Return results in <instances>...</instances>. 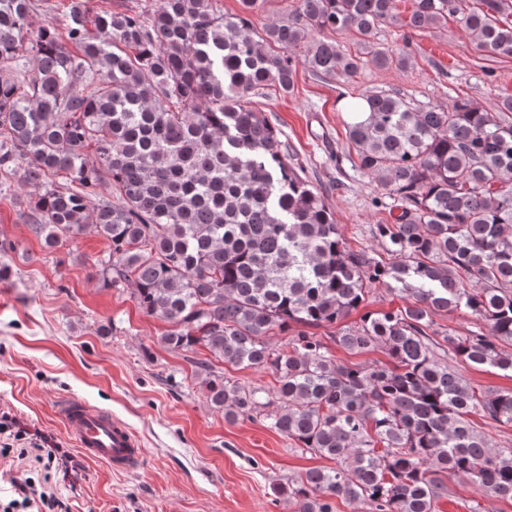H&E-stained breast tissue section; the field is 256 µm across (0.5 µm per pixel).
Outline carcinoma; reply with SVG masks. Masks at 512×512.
<instances>
[{"mask_svg":"<svg viewBox=\"0 0 512 512\" xmlns=\"http://www.w3.org/2000/svg\"><path fill=\"white\" fill-rule=\"evenodd\" d=\"M33 2L0 0V181L38 189L27 221L47 249L89 226L107 241L100 281L167 321V347L213 355L191 363L225 421L262 416L334 462L274 494L296 512H335L336 497L436 512L451 474L512 501V448L492 447L471 420L512 426V389L478 390L454 365L512 373V96L498 112L471 98L355 96L366 113L346 123L355 166L400 209L375 225L386 260L346 245L291 146L251 106L268 87L293 88L297 51L323 80L406 66L405 50L371 42L390 21L406 36L457 17L483 56L512 57V0H411L405 15L395 0H297L259 31L258 0L235 14L214 0L138 11L68 0L38 26ZM346 31L359 52L325 36ZM101 187L112 199L94 204ZM377 284L404 304L342 324ZM458 310L479 326L437 335L433 317ZM293 326L285 347L270 344ZM330 342L390 361L341 364ZM215 359L275 384L228 379Z\"/></svg>","mask_w":512,"mask_h":512,"instance_id":"obj_1","label":"carcinoma"}]
</instances>
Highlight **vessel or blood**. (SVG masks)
Instances as JSON below:
<instances>
[{
    "label": "vessel or blood",
    "instance_id": "obj_1",
    "mask_svg": "<svg viewBox=\"0 0 512 512\" xmlns=\"http://www.w3.org/2000/svg\"><path fill=\"white\" fill-rule=\"evenodd\" d=\"M55 416L84 461L107 465L116 472H128L140 464L139 438L110 411L70 397L57 405Z\"/></svg>",
    "mask_w": 512,
    "mask_h": 512
}]
</instances>
